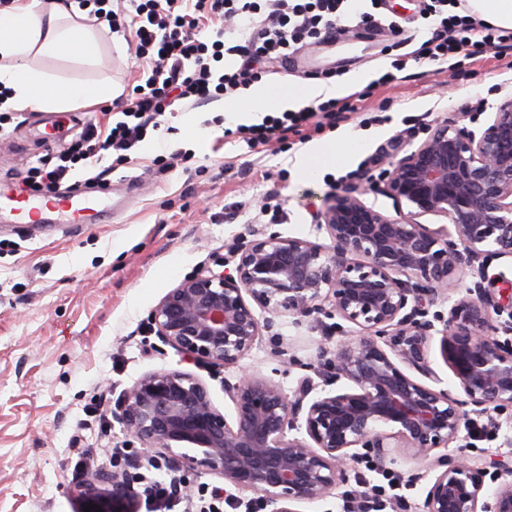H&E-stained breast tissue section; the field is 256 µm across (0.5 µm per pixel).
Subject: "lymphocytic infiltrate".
<instances>
[{
  "label": "lymphocytic infiltrate",
  "mask_w": 512,
  "mask_h": 512,
  "mask_svg": "<svg viewBox=\"0 0 512 512\" xmlns=\"http://www.w3.org/2000/svg\"><path fill=\"white\" fill-rule=\"evenodd\" d=\"M349 0H78L96 21L117 32L135 30L136 59L148 63L145 78L133 87L124 104L122 120L109 130L90 126L64 154L42 157L31 167L37 189L56 191L67 181L72 165L95 166L105 153L116 163L129 162V153L175 105L197 104L230 96L260 81L266 60L285 61L304 46L335 36L338 28L355 24L373 26L369 12H349ZM461 0H429L425 9L432 20L430 37L412 55L393 58L382 75L390 82L408 61L464 64L490 51L512 49V29L494 27L470 14H458ZM217 24L215 39L205 35ZM232 65H225L226 57ZM363 93L297 110L265 116L261 123L237 126L249 148L286 142L306 130L335 129L347 113L360 111Z\"/></svg>",
  "instance_id": "obj_1"
}]
</instances>
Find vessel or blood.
<instances>
[{
    "instance_id": "1",
    "label": "vessel or blood",
    "mask_w": 512,
    "mask_h": 512,
    "mask_svg": "<svg viewBox=\"0 0 512 512\" xmlns=\"http://www.w3.org/2000/svg\"><path fill=\"white\" fill-rule=\"evenodd\" d=\"M12 216L17 224H44L49 214H57L63 224H97L100 213L94 199L87 193L47 195L41 202H33L22 190L0 188V213Z\"/></svg>"
}]
</instances>
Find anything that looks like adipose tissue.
<instances>
[{
  "label": "adipose tissue",
  "instance_id": "ef3b65f1",
  "mask_svg": "<svg viewBox=\"0 0 512 512\" xmlns=\"http://www.w3.org/2000/svg\"><path fill=\"white\" fill-rule=\"evenodd\" d=\"M70 0H21L0 9V111H51L115 98L104 83L63 81L33 67L29 56H97L93 33L71 23Z\"/></svg>",
  "mask_w": 512,
  "mask_h": 512
}]
</instances>
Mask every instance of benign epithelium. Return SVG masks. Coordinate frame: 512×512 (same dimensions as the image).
<instances>
[{
  "mask_svg": "<svg viewBox=\"0 0 512 512\" xmlns=\"http://www.w3.org/2000/svg\"><path fill=\"white\" fill-rule=\"evenodd\" d=\"M454 115L389 163L366 188L344 189L313 214L315 236L266 233L234 248L222 272L203 267L152 310L153 332L196 364L239 365L289 314L300 327L319 314L359 332L321 347L288 391L259 373L224 380L228 421L205 383L177 369L154 371L122 395L114 413L142 448L185 473L217 472L230 490L251 491L271 512L323 499L348 481L351 464L379 470L398 448L427 459L461 430L512 408V298L485 287L491 258L512 260V96L478 129ZM393 200L395 215L365 196ZM446 223L433 227L421 218ZM474 278L454 296L460 275ZM451 303L448 314L431 311ZM440 355L461 395L440 387ZM344 380L348 388L329 387ZM192 449V453L184 449ZM422 512H512V466L448 454L431 463ZM497 483L483 500L485 478ZM125 470L103 469L80 491L95 503L112 486V512L140 499Z\"/></svg>",
  "mask_w": 512,
  "mask_h": 512,
  "instance_id": "7a95c632",
  "label": "benign epithelium"
}]
</instances>
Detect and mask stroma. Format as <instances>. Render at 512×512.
I'll list each match as a JSON object with an SVG mask.
<instances>
[{
    "label": "stroma",
    "mask_w": 512,
    "mask_h": 512,
    "mask_svg": "<svg viewBox=\"0 0 512 512\" xmlns=\"http://www.w3.org/2000/svg\"><path fill=\"white\" fill-rule=\"evenodd\" d=\"M424 6L425 0H356L355 9L379 18L377 27L346 28L278 64L268 86L305 83L309 69L375 81L366 113H351L336 129L284 152L274 145L258 152L230 136L237 122L224 110L228 102H245L246 92L199 106L180 104L165 114L159 130L148 133L130 162L116 166L111 157L102 159L110 170L106 180L90 181L80 166L71 171L68 187H91L106 205L113 184L132 180L130 203L111 223L43 229L0 224V512H84L70 449H89L104 466L114 448L132 449L147 461L148 453L111 412L121 394L148 372L192 373L206 383L215 406L232 413L224 382L236 379L241 369L215 372L163 345L148 325L161 298L199 268L218 269L247 225L308 235L313 211L333 189H344L347 173L377 177L403 156L405 144L423 139L429 124L458 112L484 124L512 94V50L488 53L453 75L437 64L411 62L394 81L379 84L390 66L392 41L410 53L429 37ZM94 33L101 64L39 56L31 63L65 80L108 82L129 92L143 68L130 51L134 29L113 33L102 26ZM121 118L97 103L76 107L61 112L59 135L50 140L35 113L11 112L0 127L6 134L0 141V186L26 188L28 171L40 157L65 153L88 124L103 127ZM315 148L329 154L316 178L308 180L292 160ZM179 152L188 159L172 168L155 161L157 155ZM261 199L282 203L279 220L260 212ZM336 323L323 315L298 329L292 316H280L276 330L288 356H280L266 336L244 367L292 389L303 365L315 362L318 346L340 339ZM498 421V427L461 434L449 454L512 461V415H499ZM433 476L428 462L407 453L397 454L385 472L362 461L350 469L346 485L301 504L299 512H345L348 494L370 484L385 488L391 479L398 489L385 488L382 512H392L397 494L419 505Z\"/></svg>",
    "instance_id": "obj_1"
}]
</instances>
